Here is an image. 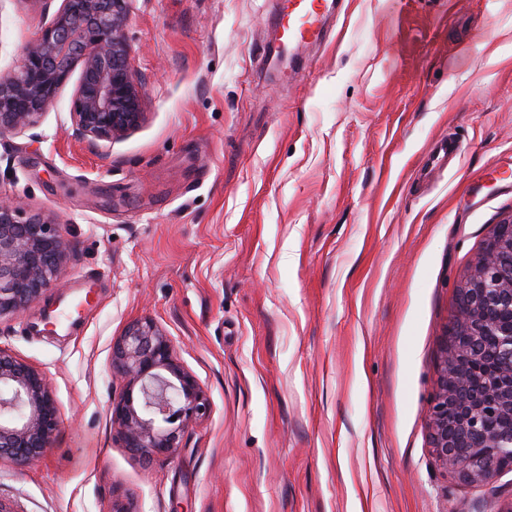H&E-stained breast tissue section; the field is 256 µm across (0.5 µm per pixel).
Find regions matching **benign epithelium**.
I'll use <instances>...</instances> for the list:
<instances>
[{
  "label": "benign epithelium",
  "mask_w": 512,
  "mask_h": 512,
  "mask_svg": "<svg viewBox=\"0 0 512 512\" xmlns=\"http://www.w3.org/2000/svg\"><path fill=\"white\" fill-rule=\"evenodd\" d=\"M132 0H62L41 35L25 48L20 65L0 75V134L34 125L53 102L72 68L81 78L71 111L75 134L112 142L140 125L141 89L129 67L122 27ZM70 259L58 225L41 214L23 217L0 198V318L23 314L57 284ZM512 313V216L499 222L459 288L429 422L432 448L468 483L512 469V322L496 323L487 310ZM496 336L498 368L485 363L483 337ZM112 373L121 392L112 399V422L123 447L144 456L172 455L187 426L209 412L197 379L174 354L173 342L151 321L130 325L112 345ZM507 426L484 428L489 409ZM59 427L46 374L0 348V458L35 463ZM480 438L482 450L459 451Z\"/></svg>",
  "instance_id": "benign-epithelium-1"
}]
</instances>
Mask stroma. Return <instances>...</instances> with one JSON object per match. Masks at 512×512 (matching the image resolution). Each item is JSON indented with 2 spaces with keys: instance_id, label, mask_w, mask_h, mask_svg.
<instances>
[{
  "instance_id": "obj_1",
  "label": "stroma",
  "mask_w": 512,
  "mask_h": 512,
  "mask_svg": "<svg viewBox=\"0 0 512 512\" xmlns=\"http://www.w3.org/2000/svg\"><path fill=\"white\" fill-rule=\"evenodd\" d=\"M62 0H0V72ZM273 0H133L142 123L75 136L73 68L0 135V197L59 224L51 290L0 318L60 414L37 465L0 460L8 512H507L428 421L459 288L512 189V0H348L298 63L257 67ZM460 154L422 182L425 156ZM150 320L210 401L170 456L123 448L112 345Z\"/></svg>"
}]
</instances>
